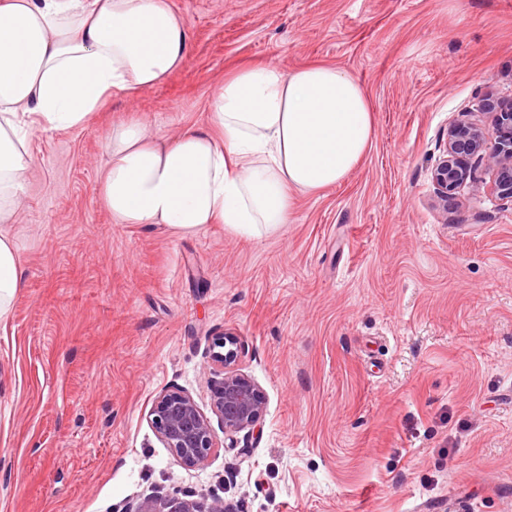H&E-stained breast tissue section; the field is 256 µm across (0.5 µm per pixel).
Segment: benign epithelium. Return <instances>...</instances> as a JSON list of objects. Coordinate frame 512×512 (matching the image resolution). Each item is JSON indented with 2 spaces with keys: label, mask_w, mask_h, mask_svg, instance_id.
Listing matches in <instances>:
<instances>
[{
  "label": "benign epithelium",
  "mask_w": 512,
  "mask_h": 512,
  "mask_svg": "<svg viewBox=\"0 0 512 512\" xmlns=\"http://www.w3.org/2000/svg\"><path fill=\"white\" fill-rule=\"evenodd\" d=\"M477 108L493 115L492 126L459 122L448 129L443 155L432 168L431 178L443 205L470 178L465 161L478 156L492 173L494 189L501 199L512 200V97L478 98ZM239 339L232 333L214 338L208 373L210 409L220 422L219 438L210 418L188 393L174 389L160 393L145 418L158 440L170 449L177 463L198 467L224 441L236 442L240 433L250 435L257 428L265 402L255 382L237 369ZM121 512H230L220 500L204 504L178 497L158 502L151 497L128 501Z\"/></svg>",
  "instance_id": "1"
}]
</instances>
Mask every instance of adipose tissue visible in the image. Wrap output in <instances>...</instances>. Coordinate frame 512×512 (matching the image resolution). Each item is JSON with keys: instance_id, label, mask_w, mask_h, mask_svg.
<instances>
[{"instance_id": "obj_1", "label": "adipose tissue", "mask_w": 512, "mask_h": 512, "mask_svg": "<svg viewBox=\"0 0 512 512\" xmlns=\"http://www.w3.org/2000/svg\"><path fill=\"white\" fill-rule=\"evenodd\" d=\"M189 50L187 21L170 0H0V222L27 180L30 116L83 124L112 91L161 83ZM373 132L370 103L347 72L244 64L225 74L209 129L167 138L137 121L113 125L99 194L116 224L180 234L222 224L252 237L288 223L297 193L342 181ZM24 281L0 231V320Z\"/></svg>"}]
</instances>
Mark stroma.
<instances>
[{
    "label": "stroma",
    "mask_w": 512,
    "mask_h": 512,
    "mask_svg": "<svg viewBox=\"0 0 512 512\" xmlns=\"http://www.w3.org/2000/svg\"><path fill=\"white\" fill-rule=\"evenodd\" d=\"M171 3L181 68L82 125L31 127L0 227L26 271L0 320V512H119L156 491L232 512H512V202L477 158L449 210L431 181L449 125L512 95V0ZM244 62L355 77L374 116L361 163L272 234L113 223V124L205 127ZM227 330L264 413L187 469L144 412L170 388L209 410Z\"/></svg>",
    "instance_id": "obj_1"
}]
</instances>
